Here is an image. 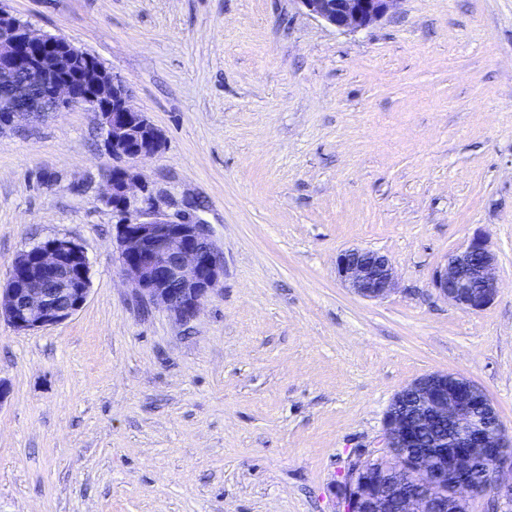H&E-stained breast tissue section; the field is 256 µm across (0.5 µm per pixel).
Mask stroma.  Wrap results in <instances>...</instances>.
Here are the masks:
<instances>
[{
	"label": "stroma",
	"mask_w": 512,
	"mask_h": 512,
	"mask_svg": "<svg viewBox=\"0 0 512 512\" xmlns=\"http://www.w3.org/2000/svg\"><path fill=\"white\" fill-rule=\"evenodd\" d=\"M127 82L163 146L136 169L199 205L224 278L188 323L137 301L100 201L96 113L0 132V282L29 244L90 261L68 321H0V512H343L394 394L448 371L512 435V0H399L342 32L297 0H0ZM498 296L466 312L436 271L474 232ZM396 290L351 293L344 249ZM335 265L336 275L345 287L363 299H383L395 290L392 264L376 251L345 249L336 256Z\"/></svg>",
	"instance_id": "stroma-1"
}]
</instances>
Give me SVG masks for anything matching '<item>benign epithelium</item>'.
<instances>
[{"mask_svg": "<svg viewBox=\"0 0 512 512\" xmlns=\"http://www.w3.org/2000/svg\"><path fill=\"white\" fill-rule=\"evenodd\" d=\"M311 16L338 30L366 28L399 0H297ZM75 108L100 118L108 150L118 165L108 177L102 203L117 217L115 239L123 276L142 302L187 323L217 289L224 256L210 225L188 211L161 212L152 196L136 192L131 164L162 148L160 132L131 104L126 82L116 79L67 39L36 31L0 8V129L32 122L49 112ZM495 253L488 238L474 235L437 271L440 295L468 312L488 308L498 294ZM336 275L368 300L395 290L389 259L372 250L349 248L336 256ZM90 291L89 259L76 243L51 238L27 246L13 259L0 289V319L17 331L64 323L85 304ZM381 456L388 470L367 463L347 478L346 512H432L464 500L462 491L480 472L482 485L512 507V438L505 436L487 392L464 376L436 371L397 391L385 415Z\"/></svg>", "mask_w": 512, "mask_h": 512, "instance_id": "obj_1", "label": "benign epithelium"}]
</instances>
